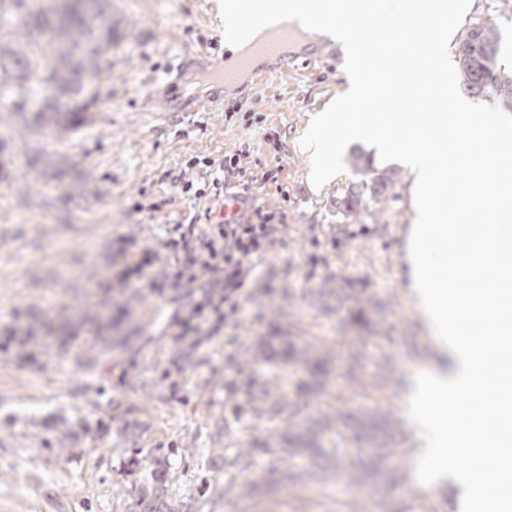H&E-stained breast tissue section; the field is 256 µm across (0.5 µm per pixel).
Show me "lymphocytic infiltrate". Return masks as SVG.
Instances as JSON below:
<instances>
[{
    "label": "lymphocytic infiltrate",
    "mask_w": 512,
    "mask_h": 512,
    "mask_svg": "<svg viewBox=\"0 0 512 512\" xmlns=\"http://www.w3.org/2000/svg\"><path fill=\"white\" fill-rule=\"evenodd\" d=\"M242 159L239 153L225 155L217 163L206 157H191L185 163L186 168L206 172L215 167L220 171L219 176L204 181L199 187L193 181L178 177L173 183L195 198L220 199L227 181L243 175ZM275 231L273 214L260 208L252 209L244 219H222L205 227L191 223L168 224L163 228L159 247L146 246L127 255L118 280L143 283L158 295L169 287L205 282L207 289L201 298L177 321L182 336H196L202 332L207 315H215L221 322L238 312L245 267L253 258L268 252ZM161 248L168 253L169 270L159 276L154 266Z\"/></svg>",
    "instance_id": "1"
}]
</instances>
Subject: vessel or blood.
Wrapping results in <instances>:
<instances>
[{"instance_id":"1","label":"vessel or blood","mask_w":512,"mask_h":512,"mask_svg":"<svg viewBox=\"0 0 512 512\" xmlns=\"http://www.w3.org/2000/svg\"><path fill=\"white\" fill-rule=\"evenodd\" d=\"M316 56L317 45L308 43L304 32L293 22L269 26L263 34L254 37L239 53H225L217 68L225 84H233L247 77L261 83L272 75L287 71L295 59L297 49Z\"/></svg>"}]
</instances>
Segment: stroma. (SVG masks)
Listing matches in <instances>:
<instances>
[{"instance_id": "1", "label": "stroma", "mask_w": 512, "mask_h": 512, "mask_svg": "<svg viewBox=\"0 0 512 512\" xmlns=\"http://www.w3.org/2000/svg\"><path fill=\"white\" fill-rule=\"evenodd\" d=\"M110 3L112 48L80 95L45 109L35 71L23 91L0 87V512H137L133 487L165 457L173 512H336L352 497L361 512H455L453 485L418 481L407 416L408 373L440 357L405 262L413 178L397 166L387 201L352 223L336 202L359 175L315 189L300 145L348 89L341 48L326 42L198 112L221 83L206 60L223 42L221 0ZM61 6L22 0L0 15L15 69L25 70L18 35L47 38ZM485 22L512 68V0H471L455 35ZM168 85L171 112L147 94ZM242 150L246 172L277 174L252 183L247 203L232 187L222 202L194 199L170 180L199 179L190 157ZM228 202L241 216L274 212L273 241L238 314L180 339L173 319L201 283L160 296L112 277L162 225L205 223ZM388 428L400 452L376 458Z\"/></svg>"}]
</instances>
